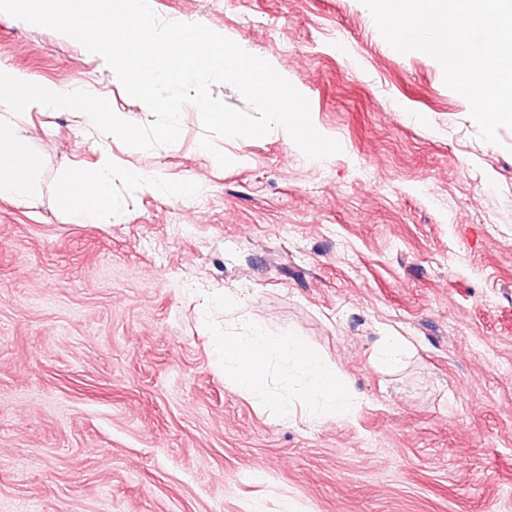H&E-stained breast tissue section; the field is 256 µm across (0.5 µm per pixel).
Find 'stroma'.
<instances>
[{"instance_id":"obj_1","label":"stroma","mask_w":512,"mask_h":512,"mask_svg":"<svg viewBox=\"0 0 512 512\" xmlns=\"http://www.w3.org/2000/svg\"><path fill=\"white\" fill-rule=\"evenodd\" d=\"M153 6L269 61L341 151L311 160L277 127L217 139L222 168L189 104L176 143L112 153L200 193L71 224L53 185L93 169V139L64 112L21 124L44 168L36 197L0 199V512H512V130L480 140L361 0ZM0 62L154 120L53 30L0 14ZM257 330L334 364L357 414L311 420L280 358L268 403L242 396L220 342ZM387 330L410 348L381 370Z\"/></svg>"}]
</instances>
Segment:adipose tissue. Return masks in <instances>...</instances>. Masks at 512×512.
<instances>
[{
  "instance_id": "ef3b65f1",
  "label": "adipose tissue",
  "mask_w": 512,
  "mask_h": 512,
  "mask_svg": "<svg viewBox=\"0 0 512 512\" xmlns=\"http://www.w3.org/2000/svg\"><path fill=\"white\" fill-rule=\"evenodd\" d=\"M224 372L243 394L260 398V384L274 358L288 361L303 380L302 393L310 418L347 419L356 415L358 401L335 366L321 362L296 336H228L223 341Z\"/></svg>"
}]
</instances>
